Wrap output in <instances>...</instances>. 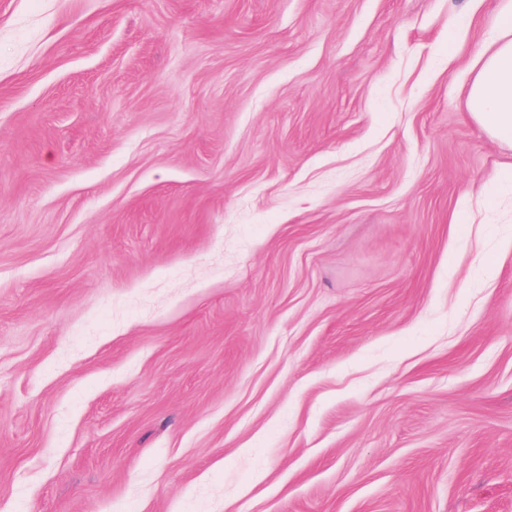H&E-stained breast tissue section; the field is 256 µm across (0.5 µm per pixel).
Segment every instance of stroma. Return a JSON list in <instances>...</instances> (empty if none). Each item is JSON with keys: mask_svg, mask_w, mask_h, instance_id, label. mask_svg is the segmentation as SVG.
I'll list each match as a JSON object with an SVG mask.
<instances>
[{"mask_svg": "<svg viewBox=\"0 0 512 512\" xmlns=\"http://www.w3.org/2000/svg\"><path fill=\"white\" fill-rule=\"evenodd\" d=\"M506 3L0 0V512H512ZM496 38L472 62L474 78L466 91L471 117L494 139L512 143V4L494 20Z\"/></svg>", "mask_w": 512, "mask_h": 512, "instance_id": "obj_1", "label": "stroma"}]
</instances>
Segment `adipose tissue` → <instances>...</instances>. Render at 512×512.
I'll return each instance as SVG.
<instances>
[{
  "label": "adipose tissue",
  "mask_w": 512,
  "mask_h": 512,
  "mask_svg": "<svg viewBox=\"0 0 512 512\" xmlns=\"http://www.w3.org/2000/svg\"><path fill=\"white\" fill-rule=\"evenodd\" d=\"M494 27L495 39L472 63L466 105L492 138L512 143V4L499 10Z\"/></svg>",
  "instance_id": "1"
}]
</instances>
